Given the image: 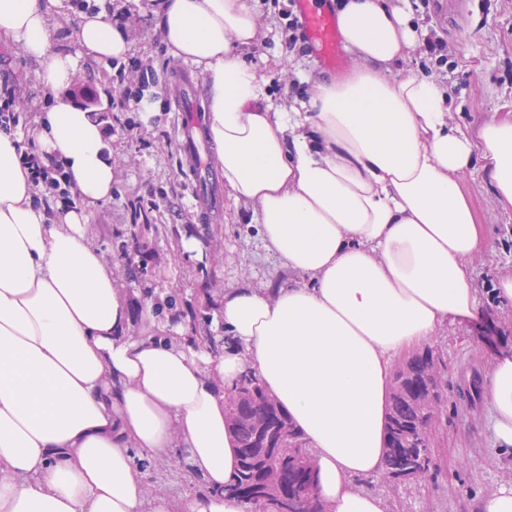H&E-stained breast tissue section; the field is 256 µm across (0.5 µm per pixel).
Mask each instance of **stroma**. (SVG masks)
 I'll list each match as a JSON object with an SVG mask.
<instances>
[{
  "instance_id": "stroma-1",
  "label": "stroma",
  "mask_w": 512,
  "mask_h": 512,
  "mask_svg": "<svg viewBox=\"0 0 512 512\" xmlns=\"http://www.w3.org/2000/svg\"><path fill=\"white\" fill-rule=\"evenodd\" d=\"M253 2L265 39L248 51L246 59L268 77L279 109L292 111L325 71L309 54L284 48V22L276 0ZM409 2L416 7L420 30L447 40L454 67H433L416 46L401 68L458 84L459 93L450 96L449 121L473 128L495 113H512V0H429L424 8L419 0ZM99 7L110 15H125L123 30L130 42L125 59L142 62L145 70L140 107L129 116L110 102V62L79 67L69 86L75 93L86 87L94 90L96 117L108 130L105 142L116 171L115 192L94 222L100 228L97 243L105 258L116 264L132 301L133 333H141L145 309L168 295L211 316L219 311L228 289L287 279L281 261L263 248L251 208L227 199L206 220L196 216L194 183L180 150L177 107L185 81L199 80V73L192 65L165 56L148 0H100ZM277 57L283 59V67L274 66ZM36 69V63L15 46L0 43V82L12 87L23 128L46 98ZM154 88L161 90V98H152ZM149 107L154 110L150 116L145 113ZM466 185L488 228L489 245L472 264L482 297L481 315L444 327L434 339L447 363L442 371L448 389L440 426L444 445L434 451L435 473L388 492L390 512H477L486 492L512 482V452L493 460L485 453L491 439L487 358L512 351V304L495 297L488 282L512 268V209L498 205L481 170L469 174ZM141 199L148 201V208L137 209ZM186 239L196 241L195 252H184ZM140 467L144 484L173 498L201 490L170 456L143 459Z\"/></svg>"
}]
</instances>
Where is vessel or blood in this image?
Returning a JSON list of instances; mask_svg holds the SVG:
<instances>
[{
  "instance_id": "obj_1",
  "label": "vessel or blood",
  "mask_w": 512,
  "mask_h": 512,
  "mask_svg": "<svg viewBox=\"0 0 512 512\" xmlns=\"http://www.w3.org/2000/svg\"><path fill=\"white\" fill-rule=\"evenodd\" d=\"M293 8L300 21L304 42L310 54L325 70L335 72L342 69L345 65V55L336 25V16L327 0H293ZM181 110V149L192 162L190 173L195 179L198 194L202 197L215 196L218 189L214 180L200 163L204 146L196 136L199 117L194 87H187Z\"/></svg>"
}]
</instances>
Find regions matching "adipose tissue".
<instances>
[{
  "label": "adipose tissue",
  "mask_w": 512,
  "mask_h": 512,
  "mask_svg": "<svg viewBox=\"0 0 512 512\" xmlns=\"http://www.w3.org/2000/svg\"><path fill=\"white\" fill-rule=\"evenodd\" d=\"M356 63L317 80L301 111L271 103L245 59L261 40L250 0H161L167 55L199 71L205 133L235 204L293 281L226 291L213 351L183 324L131 333V303L98 246L112 156L93 115L62 97L81 63L124 56L105 11L76 50L51 17L68 0H0V41L34 60L49 97L27 133L0 132V512H248L225 496L237 466L224 395L255 374L312 450L328 512H387L364 479L384 469L393 366L474 318L470 263L488 246L465 177L487 173L512 208V113L450 123L435 78L401 74L418 39L395 0H333ZM64 172L70 207L37 198L24 151ZM493 443L512 449V353L489 361ZM173 452L202 493L148 492L137 454Z\"/></svg>",
  "instance_id": "adipose-tissue-1"
}]
</instances>
